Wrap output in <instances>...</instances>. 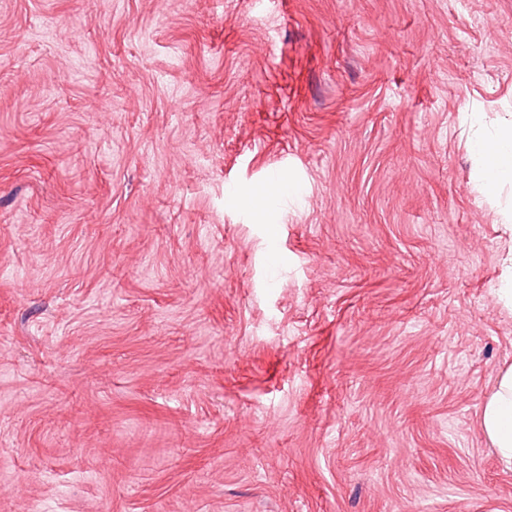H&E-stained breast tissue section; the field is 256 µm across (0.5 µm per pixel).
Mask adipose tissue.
Here are the masks:
<instances>
[{
  "label": "adipose tissue",
  "instance_id": "obj_1",
  "mask_svg": "<svg viewBox=\"0 0 512 512\" xmlns=\"http://www.w3.org/2000/svg\"><path fill=\"white\" fill-rule=\"evenodd\" d=\"M473 152L482 165L484 193H493L500 183L512 181V125L476 139ZM481 428L501 462L512 467V365L500 372L484 402Z\"/></svg>",
  "mask_w": 512,
  "mask_h": 512
}]
</instances>
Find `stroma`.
<instances>
[{
  "label": "stroma",
  "instance_id": "stroma-1",
  "mask_svg": "<svg viewBox=\"0 0 512 512\" xmlns=\"http://www.w3.org/2000/svg\"><path fill=\"white\" fill-rule=\"evenodd\" d=\"M509 124L512 0H0V512H512ZM473 152L482 165L481 188L485 194L495 192L504 181H512V125L476 139ZM481 428L501 462L512 468V365L500 372L484 402Z\"/></svg>",
  "mask_w": 512,
  "mask_h": 512
}]
</instances>
